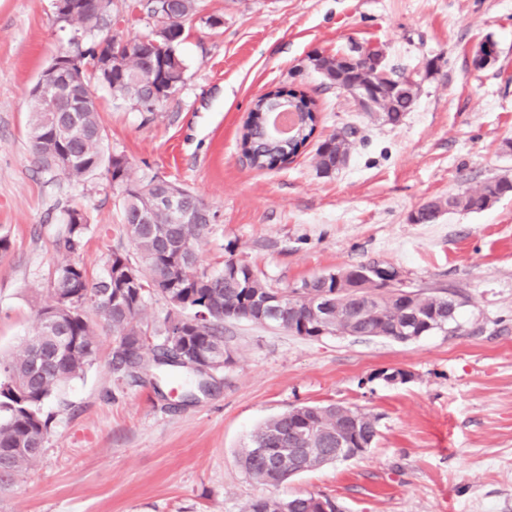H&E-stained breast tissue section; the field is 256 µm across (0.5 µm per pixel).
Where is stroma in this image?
Masks as SVG:
<instances>
[{
  "label": "stroma",
  "mask_w": 512,
  "mask_h": 512,
  "mask_svg": "<svg viewBox=\"0 0 512 512\" xmlns=\"http://www.w3.org/2000/svg\"><path fill=\"white\" fill-rule=\"evenodd\" d=\"M70 38L52 0H0V231L11 240L0 255V360L49 301L65 208L90 217L79 256L89 277L112 251H134L105 170L76 182L34 162L29 91ZM488 38L497 57L476 67ZM366 45L417 88L399 125L361 112L310 66V56ZM180 52L184 83L155 111L97 82L91 90L132 180L160 176L216 213L197 245L202 268L242 259L281 289L375 262L410 289L456 294L457 323L400 342L228 321L233 361L189 404L192 374L160 391L132 380L114 369L115 342L100 328L91 366L46 403L47 441L0 492V512H243L258 497L306 493L339 512H512V194L435 224L410 219L427 201L512 180V0H198ZM275 88L315 100L316 140L357 127L346 166L321 174L311 145L273 170L243 162L253 99ZM396 369L409 379L381 378ZM331 403L377 417L366 452L278 485L241 469L266 420Z\"/></svg>",
  "instance_id": "1"
}]
</instances>
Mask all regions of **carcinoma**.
I'll return each mask as SVG.
<instances>
[{
    "label": "carcinoma",
    "instance_id": "carcinoma-1",
    "mask_svg": "<svg viewBox=\"0 0 512 512\" xmlns=\"http://www.w3.org/2000/svg\"><path fill=\"white\" fill-rule=\"evenodd\" d=\"M92 0L68 16L62 25L84 36L89 46L76 53L83 63L82 81L98 78L97 32L112 16L95 13ZM160 0H145L142 9L154 19L151 30L131 37L133 47L121 57H112V92L144 112H152L174 94L183 83L186 70L179 45L187 25L197 15V0H170L169 9L178 21L165 25L159 10ZM378 52L374 47H357L341 57L317 55L314 68L331 85L353 87L372 85L378 95L368 113H378L384 122L398 125L415 102L412 83L401 77L379 73L367 67V57ZM273 98L254 102L243 126V153H253L255 168L272 170L297 157L314 134L317 115L313 99L301 92L279 89ZM288 104L298 110L299 127L282 144L261 138L270 108ZM75 120L74 132L62 142L55 138L51 113L34 106L31 109L29 139L35 162L41 169H54L70 180L80 181L106 168L110 185L120 200L122 223L136 253L114 251L106 274L89 278L78 260L90 226L86 211L74 206L64 210V224L56 240L63 261L50 282L51 304L40 312L36 333L25 340L20 351L7 361H0V489L13 483L16 476L37 460L49 433V417L43 408L58 388L76 378L99 352L97 327L89 311L99 312L116 345L113 365L124 369L134 379L167 353L182 354L191 360L224 357V322L247 320L262 324L259 301L273 291L258 273L242 270L239 281L224 272L209 273L195 263L197 242L210 230L202 219L189 224H175L170 215L151 206L163 186L156 176L135 182L129 177L128 160L122 154L105 149V130L94 98L79 100L75 117L62 113L58 121ZM353 130H339L321 141L314 154L317 170L331 174L338 169L337 155L349 157ZM512 193V181L490 179L476 190L464 189L448 198H436L415 211V223L435 224L444 212L482 211L501 197ZM364 265L346 268L342 273L328 272L304 280L295 288L280 290L282 307L274 326L296 336L311 338V329L324 324L332 333L348 336L406 339L446 330L456 322L461 302L445 294L402 298L383 290L377 280L361 278ZM165 298L172 307L164 323L163 342L149 343V329L142 321L147 299ZM321 414L313 406H297L264 422L252 435L240 455V466L260 484H281L291 474L254 457L250 448L263 444L271 457L288 459L294 467L291 448L272 441L276 431L293 427L309 428L308 437L317 448L336 427L335 405H321ZM336 512L326 496L300 494L288 499L255 498L244 512H321L319 500Z\"/></svg>",
    "mask_w": 512,
    "mask_h": 512
}]
</instances>
